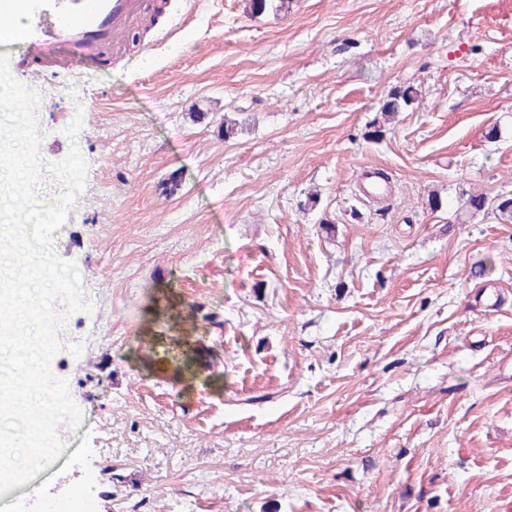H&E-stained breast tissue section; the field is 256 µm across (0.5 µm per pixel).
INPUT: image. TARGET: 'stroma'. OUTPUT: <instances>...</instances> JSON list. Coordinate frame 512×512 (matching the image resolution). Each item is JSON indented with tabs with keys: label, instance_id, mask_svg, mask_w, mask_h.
<instances>
[{
	"label": "stroma",
	"instance_id": "35a3bbf8",
	"mask_svg": "<svg viewBox=\"0 0 512 512\" xmlns=\"http://www.w3.org/2000/svg\"><path fill=\"white\" fill-rule=\"evenodd\" d=\"M166 2L175 35L132 39L147 67L42 79L6 50L41 98L44 194L71 145L87 163L53 247L93 306L56 305L84 419L12 512L89 478L94 512H512V224L464 209L512 192V0ZM420 91L414 83L395 86L389 90L383 100L377 117L369 125L367 138L377 140L383 137L387 125L398 112H404L412 108L418 102Z\"/></svg>",
	"mask_w": 512,
	"mask_h": 512
}]
</instances>
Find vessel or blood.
I'll list each match as a JSON object with an SVG mask.
<instances>
[{"label":"vessel or blood","instance_id":"1","mask_svg":"<svg viewBox=\"0 0 512 512\" xmlns=\"http://www.w3.org/2000/svg\"><path fill=\"white\" fill-rule=\"evenodd\" d=\"M164 9L163 0H0V17L24 21L25 73L51 77L126 58L128 33Z\"/></svg>","mask_w":512,"mask_h":512}]
</instances>
